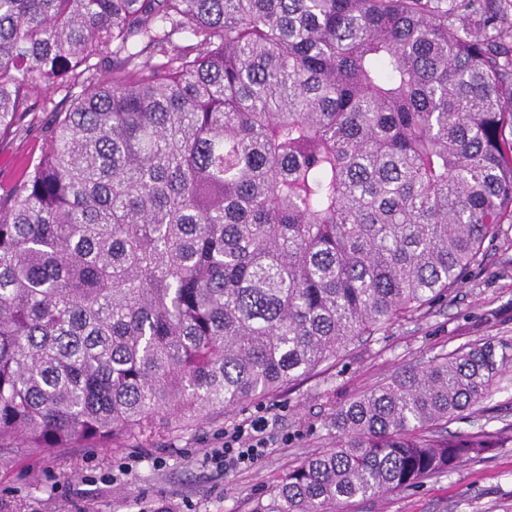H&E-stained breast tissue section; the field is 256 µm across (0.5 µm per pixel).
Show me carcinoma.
Listing matches in <instances>:
<instances>
[{"label": "carcinoma", "mask_w": 512, "mask_h": 512, "mask_svg": "<svg viewBox=\"0 0 512 512\" xmlns=\"http://www.w3.org/2000/svg\"><path fill=\"white\" fill-rule=\"evenodd\" d=\"M59 82L81 92L0 198L1 464L273 395L447 295L512 218V0H0V139ZM511 369L490 336L395 373L257 512L502 447L448 422Z\"/></svg>", "instance_id": "obj_1"}]
</instances>
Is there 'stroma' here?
<instances>
[{"instance_id":"1","label":"stroma","mask_w":512,"mask_h":512,"mask_svg":"<svg viewBox=\"0 0 512 512\" xmlns=\"http://www.w3.org/2000/svg\"><path fill=\"white\" fill-rule=\"evenodd\" d=\"M75 89L43 92L35 119L0 140V194L39 157L42 131ZM488 336H512V221L486 240L482 254L447 299L363 338L318 374L277 394L225 411L213 409L188 427L131 439L120 448H71L0 466V512H256L276 478L301 458L333 448L328 423L336 406L395 372ZM263 416L269 442L255 466L229 472L204 462L227 430ZM512 424V371L484 409L450 422L449 432H497ZM347 512H512V445L418 487L354 499Z\"/></svg>"}]
</instances>
